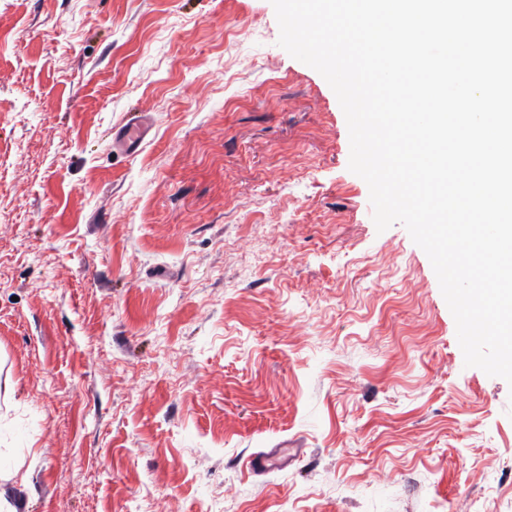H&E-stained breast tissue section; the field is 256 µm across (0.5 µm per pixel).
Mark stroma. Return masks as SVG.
Segmentation results:
<instances>
[{"label": "stroma", "instance_id": "obj_1", "mask_svg": "<svg viewBox=\"0 0 512 512\" xmlns=\"http://www.w3.org/2000/svg\"><path fill=\"white\" fill-rule=\"evenodd\" d=\"M279 34L270 0H0L13 512H512V386Z\"/></svg>", "mask_w": 512, "mask_h": 512}]
</instances>
